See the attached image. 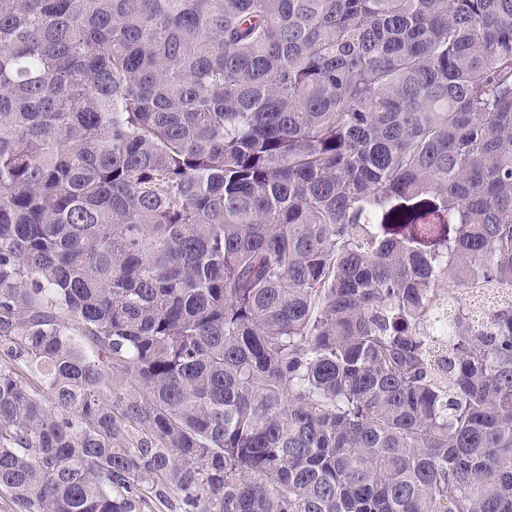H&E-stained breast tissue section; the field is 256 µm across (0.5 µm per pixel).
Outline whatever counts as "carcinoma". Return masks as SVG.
Masks as SVG:
<instances>
[{"label":"carcinoma","mask_w":512,"mask_h":512,"mask_svg":"<svg viewBox=\"0 0 512 512\" xmlns=\"http://www.w3.org/2000/svg\"><path fill=\"white\" fill-rule=\"evenodd\" d=\"M483 291L512 295V0H0L18 512H512Z\"/></svg>","instance_id":"obj_1"}]
</instances>
